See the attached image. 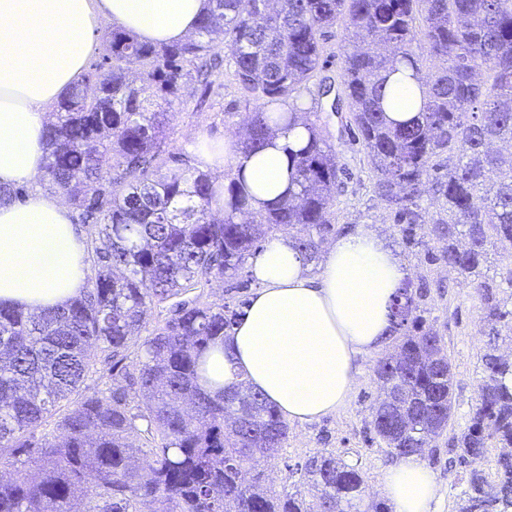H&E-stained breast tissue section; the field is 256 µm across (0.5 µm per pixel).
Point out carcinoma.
<instances>
[{
	"instance_id": "obj_1",
	"label": "carcinoma",
	"mask_w": 512,
	"mask_h": 512,
	"mask_svg": "<svg viewBox=\"0 0 512 512\" xmlns=\"http://www.w3.org/2000/svg\"><path fill=\"white\" fill-rule=\"evenodd\" d=\"M269 2L208 0L191 36L169 45L112 30L103 63L52 112L44 175L91 225L92 274L62 308L0 305V512H359L362 472L326 450L303 467L312 498L264 489L252 471L288 440L282 413L242 383L217 396L199 383L201 357L237 315L210 299L211 279L236 278L281 231H296L310 262L336 233L330 208L343 169L299 98L310 84L331 95L320 60L338 24L356 45L331 109L351 112L373 193L406 243L417 228L432 232L489 327L479 402L453 437L469 468L458 512H472L474 491L488 485L487 448L512 449V357L497 346L500 331L512 335V293L501 291L512 289V153L492 149L512 145V0ZM218 48L254 102L244 150L308 132L288 148L292 188L263 209L250 208L238 175L217 210L208 173L167 165V116L184 79L208 81ZM394 82L414 86L409 121L386 116ZM440 157L446 172L433 176ZM425 195L437 205L430 216ZM491 254L508 260L497 279L483 273ZM190 290L194 299L141 337L148 310ZM423 291L411 286L395 303L399 343L374 368L386 399L373 407L372 429L396 458L423 455L453 409L451 359L420 315ZM98 349L112 359L107 391L62 408L98 372ZM139 350L138 372L120 367ZM492 492L512 504V452L498 456Z\"/></svg>"
}]
</instances>
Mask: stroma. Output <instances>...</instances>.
<instances>
[{
	"mask_svg": "<svg viewBox=\"0 0 512 512\" xmlns=\"http://www.w3.org/2000/svg\"><path fill=\"white\" fill-rule=\"evenodd\" d=\"M182 100L170 121L169 154L192 158L201 142L217 145L245 136L254 103L240 89L231 64L223 65L211 85L187 80ZM304 102L322 137L335 146L338 160L346 169L333 206L338 228L345 230L361 224L373 228L405 264L408 282L415 284L425 279L430 283L420 308L427 324L433 325L442 336L452 362L453 416L447 432L426 448L424 457L441 487L435 512H457V500L467 486L468 475L456 462L451 439L465 429L478 402L483 372L481 355L488 329L481 320L471 288L449 272L443 262L427 260V252L438 247L436 240L427 239L425 245L412 249L405 246L390 211L372 191L368 159L345 121L330 112L327 100L318 92L305 94ZM394 343V338H387L378 349L360 358L361 372L351 398L337 414L302 426L289 425L288 440L279 459L263 467V478L271 491L281 493L299 486L301 477L291 473V465L328 449L360 469L365 479L364 501L382 499L384 475L393 460L386 456L371 430V408L379 398L373 368Z\"/></svg>",
	"mask_w": 512,
	"mask_h": 512,
	"instance_id": "obj_1",
	"label": "stroma"
}]
</instances>
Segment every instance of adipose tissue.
<instances>
[{
    "label": "adipose tissue",
    "instance_id": "adipose-tissue-1",
    "mask_svg": "<svg viewBox=\"0 0 512 512\" xmlns=\"http://www.w3.org/2000/svg\"><path fill=\"white\" fill-rule=\"evenodd\" d=\"M207 0H0V184L42 173L47 108L73 87L106 20L140 40L169 44L194 31ZM286 141L244 156L232 143L200 150L211 169L233 163L264 207L288 190ZM85 243L60 197L33 190L0 202V303L39 311L65 305L86 286ZM257 282L223 342L204 357L206 387L247 381L301 424L338 412L360 373L359 356L390 334L391 307L406 273L386 242L360 225L325 250L318 273L286 238L268 239L251 265ZM394 512H430L440 495L420 456L400 458L384 476Z\"/></svg>",
    "mask_w": 512,
    "mask_h": 512
}]
</instances>
